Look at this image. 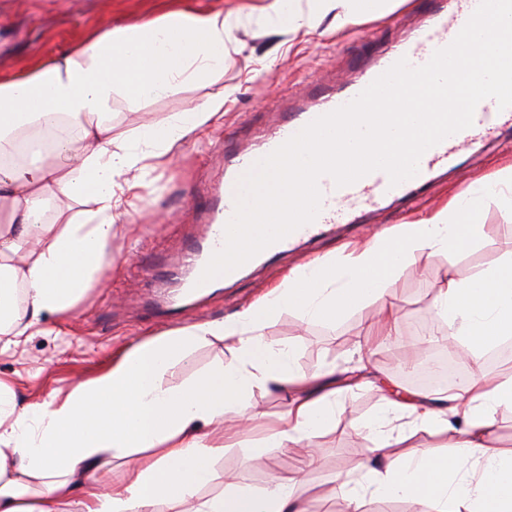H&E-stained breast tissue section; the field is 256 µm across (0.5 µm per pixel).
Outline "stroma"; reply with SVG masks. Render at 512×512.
<instances>
[{
	"instance_id": "obj_1",
	"label": "stroma",
	"mask_w": 512,
	"mask_h": 512,
	"mask_svg": "<svg viewBox=\"0 0 512 512\" xmlns=\"http://www.w3.org/2000/svg\"><path fill=\"white\" fill-rule=\"evenodd\" d=\"M273 0H0V78L8 77L37 60L54 55L80 41L95 25L115 26L153 20L177 10L207 12L216 9L239 15L236 41L224 55V66L203 80H187L167 95L142 100L129 108L122 99L112 105V134L136 141L144 125H163L181 112H195L216 91L224 93V118L202 142H187L163 158L152 184L126 195L123 215L116 223L112 257L100 278L67 320L47 317L42 325L20 337L16 346L0 354V378L9 381L19 405L49 397L64 398L72 386L105 371L113 355L132 344L169 331L165 303L177 287L166 275L168 266L193 241L204 235L195 210L202 207L203 188L224 167L225 143H240L250 132L284 111L289 101L323 85L346 80L377 46L392 42L429 10V0H404L392 13L367 19L361 25L334 28L324 19L316 33L282 27L270 9ZM512 163V140L502 137L464 154L441 187L427 199L368 216L371 224L391 227L434 215L455 195L480 178L496 179ZM479 220L487 236L463 248L455 266L443 254L413 255L386 283L388 296L403 308L398 338L374 343L371 368L378 380L371 385L340 391L342 412L333 430L317 437L323 456L332 459L311 475L307 496L327 494L335 482L356 478L355 467L370 450L353 427L364 422L384 401L387 388L399 384L414 389V376L426 371L428 360L410 357L414 341L429 342L430 357L450 355L448 327L432 303L449 275L469 276L494 265L512 252V216L506 205L489 203ZM368 232L349 224L280 254L256 267L233 286L184 304L180 326L221 319L234 314L288 270L321 256L342 257L366 240ZM372 307L349 313L326 324L306 322L296 313H284L267 326L268 341L289 345L303 374L333 364L345 368L358 343L364 342ZM227 342L197 347L164 374L167 385L177 386L202 371L230 360ZM289 392L280 391L256 400L262 417L248 438L225 449L216 464L217 477L204 486L210 496L224 488V479L236 477L242 486L263 487L272 473L297 465L294 454L281 448L254 456L256 441L265 437L288 407Z\"/></svg>"
}]
</instances>
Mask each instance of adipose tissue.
Segmentation results:
<instances>
[{
  "mask_svg": "<svg viewBox=\"0 0 512 512\" xmlns=\"http://www.w3.org/2000/svg\"><path fill=\"white\" fill-rule=\"evenodd\" d=\"M394 0H289L281 22L317 29L388 12ZM237 16L173 11L158 22L95 26L66 51L0 79V335L24 336L49 316L67 318L111 255L124 188L151 183L154 159L200 140L222 118L223 93L195 112L143 129V150L113 137L112 104L129 106L203 78L224 64ZM57 132L43 152L41 131ZM486 232L467 198L433 216L375 235L342 259L317 258L221 320L199 322L136 343L64 400L19 406L0 379V512H310L298 490L321 450L315 439L336 421V369L301 374L290 346L268 342L265 327L284 311L334 323L373 304L368 332L397 335L400 312L384 285L414 253L459 249ZM448 334L479 361L512 337V254L464 278H446L433 301ZM231 343L234 356L171 387L167 368L197 345ZM293 397L262 447H304L306 466L274 474L259 489L226 484L211 497L215 462L232 436L251 434L255 396ZM512 406V372H477L444 395L409 390L386 397L357 432L371 455L358 479L342 483L343 512L366 497L400 499L412 512H512V449L497 446L501 406ZM448 438L438 454L415 447L421 435ZM123 460L120 479L102 473Z\"/></svg>",
  "mask_w": 512,
  "mask_h": 512,
  "instance_id": "adipose-tissue-1",
  "label": "adipose tissue"
}]
</instances>
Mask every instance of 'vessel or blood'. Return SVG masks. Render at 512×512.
Instances as JSON below:
<instances>
[{"label":"vessel or blood","mask_w":512,"mask_h":512,"mask_svg":"<svg viewBox=\"0 0 512 512\" xmlns=\"http://www.w3.org/2000/svg\"><path fill=\"white\" fill-rule=\"evenodd\" d=\"M437 7L428 22L416 29L401 44L383 50L377 59L364 68L360 76L337 91L319 90L311 104L287 113L270 132L260 135L254 146L225 154L224 170L207 192L209 202L204 209L206 236L203 243L188 246L186 258L196 273H203L212 255L225 244V227L236 207L241 177L260 159L266 157L298 133L314 119L349 103L372 81L399 60L413 67L430 61L435 51L449 46L465 26L479 0H436ZM512 132V108L499 109L494 99L481 101L474 112L471 127L461 130L427 149L419 160L417 175L398 185H391L385 171L371 172L356 182L337 186L331 176L318 180L321 192L317 217L268 246L264 254L272 257L323 232L331 224L356 223L364 208L382 209L389 203L401 202L415 192L430 189L440 170L451 167L461 153L478 142Z\"/></svg>","instance_id":"1"}]
</instances>
